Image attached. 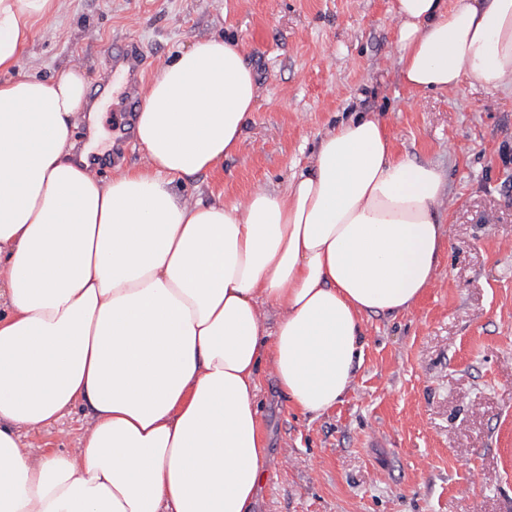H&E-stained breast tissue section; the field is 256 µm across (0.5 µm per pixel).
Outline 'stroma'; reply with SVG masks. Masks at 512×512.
<instances>
[{
	"mask_svg": "<svg viewBox=\"0 0 512 512\" xmlns=\"http://www.w3.org/2000/svg\"><path fill=\"white\" fill-rule=\"evenodd\" d=\"M392 0H62L37 24L22 73L112 70L113 42L137 47L149 82L173 53L208 36L237 39L259 88L237 152L179 184L206 201L281 191L310 167L326 132L376 115L397 152L435 165L447 198L436 280L409 310L364 320L361 364L341 402L300 414L261 372L256 397L269 478L252 512H512V86L405 87ZM121 100H101L97 172L144 153ZM77 406L32 447H76Z\"/></svg>",
	"mask_w": 512,
	"mask_h": 512,
	"instance_id": "obj_1",
	"label": "stroma"
}]
</instances>
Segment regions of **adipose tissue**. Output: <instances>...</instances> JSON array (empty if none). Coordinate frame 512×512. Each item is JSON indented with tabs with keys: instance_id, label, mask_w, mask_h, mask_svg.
<instances>
[{
	"instance_id": "adipose-tissue-1",
	"label": "adipose tissue",
	"mask_w": 512,
	"mask_h": 512,
	"mask_svg": "<svg viewBox=\"0 0 512 512\" xmlns=\"http://www.w3.org/2000/svg\"><path fill=\"white\" fill-rule=\"evenodd\" d=\"M59 9L0 0V512H248L268 477L260 372L302 414L336 405L365 317L410 309L433 282L444 175L360 115L284 191L179 194L238 149L258 100L240 44L212 37L160 67L134 125L144 164L102 181L72 153L83 71L16 72ZM392 11L405 86L512 84V0ZM81 403L78 448L32 455L23 436Z\"/></svg>"
}]
</instances>
